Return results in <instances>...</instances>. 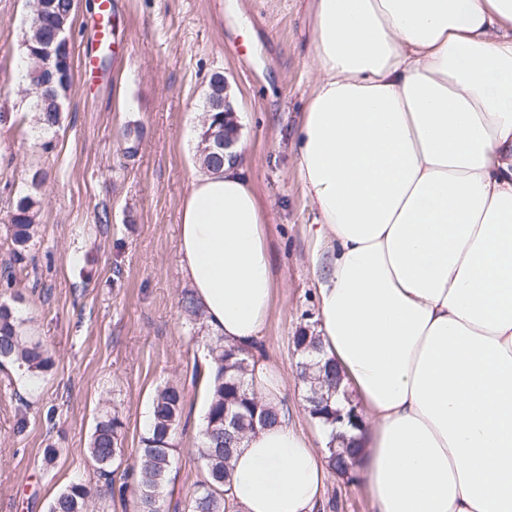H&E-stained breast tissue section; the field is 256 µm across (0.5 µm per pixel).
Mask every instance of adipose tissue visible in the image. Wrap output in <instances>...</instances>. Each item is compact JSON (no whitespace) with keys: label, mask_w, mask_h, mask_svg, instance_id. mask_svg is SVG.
<instances>
[{"label":"adipose tissue","mask_w":512,"mask_h":512,"mask_svg":"<svg viewBox=\"0 0 512 512\" xmlns=\"http://www.w3.org/2000/svg\"><path fill=\"white\" fill-rule=\"evenodd\" d=\"M296 162L316 213L321 355L364 422L351 482L372 512H512V0H315ZM180 266L213 336L284 409L254 349L273 276L234 161L192 171ZM330 426L287 420L234 454L233 512H315Z\"/></svg>","instance_id":"1"}]
</instances>
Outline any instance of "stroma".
Returning <instances> with one entry per match:
<instances>
[{
  "label": "stroma",
  "mask_w": 512,
  "mask_h": 512,
  "mask_svg": "<svg viewBox=\"0 0 512 512\" xmlns=\"http://www.w3.org/2000/svg\"><path fill=\"white\" fill-rule=\"evenodd\" d=\"M111 55L94 84L73 67L59 127H34V94L19 77L33 0H0V272L14 198L35 194L29 275L0 301L13 304L54 365L30 373L0 365V512H48L75 477L96 493L90 512H134L112 495L85 448L95 420L119 411L126 455L149 424L155 392L184 389L175 464L162 512H188L205 470L194 365L205 320L180 310L179 216L200 161L204 102L223 74L239 127L237 162L261 205L273 269L261 343L278 363L297 430L314 434L294 336L317 326L315 219L295 162V141L315 76L312 0H112ZM139 128L135 155L122 130ZM42 176L33 188L34 176ZM57 451L45 462L46 448ZM318 512H371L367 494L332 475Z\"/></svg>",
  "instance_id": "obj_1"
}]
</instances>
